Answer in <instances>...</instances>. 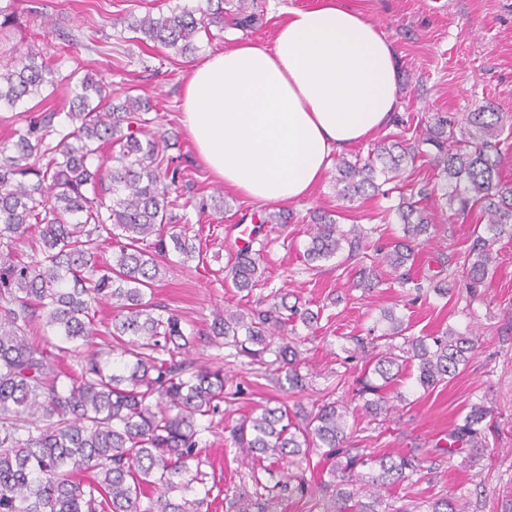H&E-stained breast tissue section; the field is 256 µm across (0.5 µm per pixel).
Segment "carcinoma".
<instances>
[{"instance_id":"carcinoma-1","label":"carcinoma","mask_w":512,"mask_h":512,"mask_svg":"<svg viewBox=\"0 0 512 512\" xmlns=\"http://www.w3.org/2000/svg\"><path fill=\"white\" fill-rule=\"evenodd\" d=\"M22 0L0 6V31L18 21ZM195 9L151 12L129 22L116 20L139 35L182 57L199 47L194 36L224 24L246 31L259 17L253 0H204ZM44 52L27 48L0 57V108L13 111V140L0 146V512H207L209 498L206 447L198 423L226 402L224 364L246 357L258 368L285 372L288 389L302 391L297 324L311 328L319 314L288 294L272 292L266 309L215 313L205 330H189L183 318L154 301L153 288L169 250L181 262L202 256L186 231H171L185 172L164 156L165 138L139 134L151 119V105L127 95L112 98L111 84L75 78L43 61ZM71 88L64 121L59 112L37 115L15 108L47 88ZM503 113L487 103L459 120L436 113L418 143L380 139L364 159H336V196L351 202L399 178L402 164L420 154L419 145L435 149L434 167L444 182L438 199L456 214L480 209L484 232H474L465 277L471 288L485 283L496 259L493 246L512 234V181H503L499 136ZM395 212L404 236L383 254L401 286L419 294L402 269L414 258L416 240L429 232L425 208L407 198ZM258 224H288L284 212L253 214ZM313 224L304 256L308 264L327 261L343 250L360 255L367 232L344 229L329 211L309 213ZM32 240L33 258L14 261L17 244ZM115 243L112 260L101 256L100 242ZM238 292L251 294L263 278L259 254L243 248L225 266ZM111 301L113 318H95V305ZM388 327L373 341L356 340L366 354L358 396L371 416L383 410L381 396L412 363L425 390L459 374L476 349V335L452 329L440 336H405L402 319L384 312ZM121 346V359L109 351H88L96 337ZM229 349L204 366L181 357L196 339ZM403 344H394V339ZM385 340L384 345L377 341ZM68 353L77 377L63 384L56 359ZM348 404L325 400L309 414L289 415L281 406H262L229 431L226 442L244 458L284 460L291 466L314 454L330 462L332 480L323 484L331 506L322 512H379L382 493L412 480L420 461L398 453L368 455L349 444ZM488 410L474 404L463 423L448 432L453 456L459 449L488 448L483 422ZM253 472L254 500L242 509L272 512L274 500L288 494L305 497L304 474L262 467ZM148 505H142V499ZM425 512H466L452 495L427 505Z\"/></svg>"}]
</instances>
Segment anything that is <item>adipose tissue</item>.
I'll list each match as a JSON object with an SVG mask.
<instances>
[{
    "label": "adipose tissue",
    "instance_id": "obj_1",
    "mask_svg": "<svg viewBox=\"0 0 512 512\" xmlns=\"http://www.w3.org/2000/svg\"><path fill=\"white\" fill-rule=\"evenodd\" d=\"M399 107L391 42L348 0H320L288 10L271 45L238 42L194 65L182 122L225 187L288 204Z\"/></svg>",
    "mask_w": 512,
    "mask_h": 512
}]
</instances>
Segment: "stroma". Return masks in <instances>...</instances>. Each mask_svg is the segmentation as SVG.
I'll use <instances>...</instances> for the list:
<instances>
[{
  "instance_id": "1",
  "label": "stroma",
  "mask_w": 512,
  "mask_h": 512,
  "mask_svg": "<svg viewBox=\"0 0 512 512\" xmlns=\"http://www.w3.org/2000/svg\"><path fill=\"white\" fill-rule=\"evenodd\" d=\"M318 0H254L259 22L244 32L225 26L222 37L198 34L194 57L181 58L153 43L114 38L112 22L119 16H142L145 11L169 12L194 8L202 0H23L19 20L0 33V45L46 50L48 62L77 77H105L117 96L134 94L152 106L148 133L165 135L169 155L179 157L189 180L185 196L202 199L205 210H186L189 234L202 237L200 262H169L154 288L156 302L168 306L194 325L211 323L216 312L236 309L241 298L223 268L239 246L237 227L251 221L261 205L224 187L197 157L196 148L182 125L181 97L195 60L239 41L270 44L288 8L310 7ZM379 28L396 50L401 102L380 136L404 140L436 112L463 116L491 101L512 117V0H350ZM73 33L67 42L63 33ZM435 172L428 157L404 168L398 188L406 197L419 198L432 188ZM432 217L429 235L420 237L411 275L425 290L409 303L388 267H380L371 289L358 285V260L338 255L317 267L303 254L309 225L266 224L258 235L266 247L261 255L268 283L251 298L269 304V295L281 291L321 311L319 328L302 345V372L308 387L301 392L282 388L271 377L247 364L234 363L227 376L245 382L244 395L224 403V412L205 432L204 457L210 459L208 482L219 491L216 512H236L237 497L252 493L250 459L236 457L226 447L227 429L253 409L277 401L313 410L327 393L348 400L354 412L351 445L377 454L415 451L422 470L410 485L389 490L384 505L398 498L434 501L448 493L461 495L468 512H512V237L496 243L497 261L487 283L469 292L462 279L464 260L473 230L482 225L479 210L451 214L431 198H419ZM389 202L379 196L339 200L332 177H324L311 195L289 204L294 214L313 209L341 212L343 226L370 229L368 250L401 237L403 226L386 215ZM447 297L432 291L435 283ZM402 318L411 336H433L447 329L475 332L480 346L458 376L433 390L420 388L412 371H405L384 395L390 413L379 422L366 416L355 396L364 361L356 354L354 337L369 336L384 328V310ZM491 410L489 449L477 457L468 452L441 455L448 433L462 423L472 404Z\"/></svg>"
}]
</instances>
